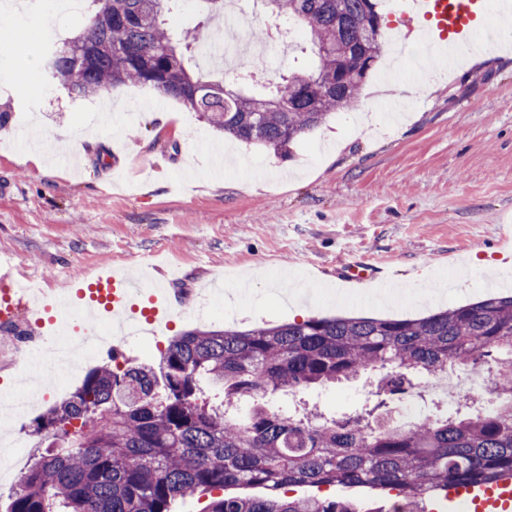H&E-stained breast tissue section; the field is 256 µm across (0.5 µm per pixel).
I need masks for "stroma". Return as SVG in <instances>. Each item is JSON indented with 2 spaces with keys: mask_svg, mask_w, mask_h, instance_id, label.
Returning <instances> with one entry per match:
<instances>
[{
  "mask_svg": "<svg viewBox=\"0 0 512 512\" xmlns=\"http://www.w3.org/2000/svg\"><path fill=\"white\" fill-rule=\"evenodd\" d=\"M500 3L488 0V23L474 38L489 45V58L436 70L409 58L395 72L382 54L357 100L369 131L342 109L286 158L225 140L182 103L144 87L113 89L124 116L73 97L39 55L77 35L87 7L49 21L23 15L37 64L23 68L11 48H0V76L14 79L0 94V112L10 115L0 130V252L51 295L101 265L150 277L182 273L185 300L171 327L119 346L126 362L140 365L195 327L294 321L292 305L270 294L292 275L304 276L313 316L418 318L512 291L492 285L484 266L512 243V39L487 42L500 30ZM270 23L248 10L233 28L211 19L201 36L243 52ZM242 60L251 57L243 52ZM33 124L53 164L27 161L24 129ZM64 124L70 141L55 144L49 134ZM352 259L380 268L372 286L391 293L389 302L373 305L344 288L336 267ZM253 271L255 292L235 314L198 313L199 303L221 304L198 282ZM373 389L364 376L302 399L331 414L363 415Z\"/></svg>",
  "mask_w": 512,
  "mask_h": 512,
  "instance_id": "stroma-1",
  "label": "stroma"
}]
</instances>
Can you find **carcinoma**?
I'll use <instances>...</instances> for the list:
<instances>
[{
  "label": "carcinoma",
  "mask_w": 512,
  "mask_h": 512,
  "mask_svg": "<svg viewBox=\"0 0 512 512\" xmlns=\"http://www.w3.org/2000/svg\"><path fill=\"white\" fill-rule=\"evenodd\" d=\"M81 32L48 53V67L76 97L119 85L151 88L216 130L278 154L356 102L369 72L343 50L364 52L372 0H259L260 11L310 32L303 60L256 88L250 63L218 79L193 72L198 28L165 17L185 0H92ZM220 88L214 92L211 87ZM274 97L287 109L261 110ZM497 360L489 411L432 414L408 424L327 418L307 406L270 412L264 401L377 372V407L454 365ZM244 398L252 407L234 412ZM45 446L9 496L7 512H173L176 500L232 486L260 496L212 499L207 512H385L353 498H294L290 486L395 492L407 512L427 498L512 479V295L487 297L415 319L311 317L244 330L191 329L157 365L88 370L64 401L35 420Z\"/></svg>",
  "instance_id": "carcinoma-1"
}]
</instances>
